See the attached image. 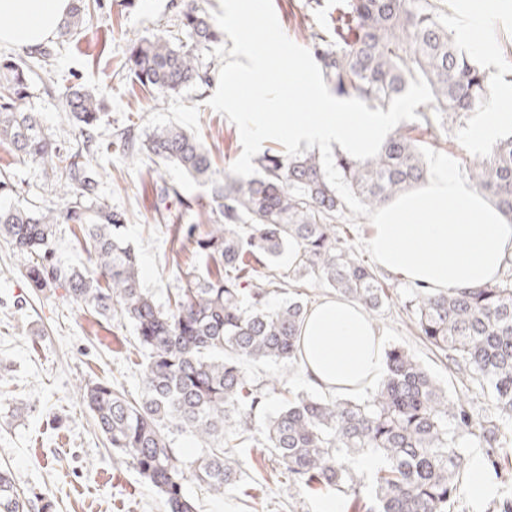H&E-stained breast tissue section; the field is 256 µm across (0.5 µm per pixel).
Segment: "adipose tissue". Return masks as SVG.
Segmentation results:
<instances>
[{
  "label": "adipose tissue",
  "instance_id": "ef3b65f1",
  "mask_svg": "<svg viewBox=\"0 0 512 512\" xmlns=\"http://www.w3.org/2000/svg\"><path fill=\"white\" fill-rule=\"evenodd\" d=\"M71 0H0V46L37 48L56 32ZM372 251L379 264L440 292L482 287L512 256V224L475 187L442 163L424 184L374 214ZM300 363L324 390L364 391L385 370L386 346L356 302L329 297L311 308L300 332Z\"/></svg>",
  "mask_w": 512,
  "mask_h": 512
}]
</instances>
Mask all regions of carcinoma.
Returning a JSON list of instances; mask_svg holds the SVG:
<instances>
[{"mask_svg": "<svg viewBox=\"0 0 512 512\" xmlns=\"http://www.w3.org/2000/svg\"><path fill=\"white\" fill-rule=\"evenodd\" d=\"M442 0H346L343 14L353 37L336 41L310 35L316 63L341 99L359 98L370 109L386 108L410 80L423 76L434 102L416 109L419 119L401 127L379 154L359 161L336 152L335 166L364 204L376 209L428 175L429 149L488 106L496 77L462 49L448 27ZM91 0H72L60 36L78 30ZM185 38L160 32L135 44L128 62L142 88L162 97L208 83L200 48L224 33L191 6L182 13ZM30 66L0 60V142L24 161L51 170L61 203L18 207L10 176L0 172V238L28 255L25 278L33 288H63L81 306L128 322L144 361L141 391L130 399L117 382L79 388L80 399L109 445L130 460L165 500L168 512H197L184 493L187 480L211 496L237 478L234 449L271 448L296 485L333 489L352 497L363 512H451L467 467L461 448L475 438L488 448L512 443V260L493 284L435 293L412 289L404 307L419 333L448 362L451 373L493 399L498 416L477 420L467 403L448 397L415 355L400 346L386 353V372L364 397L298 394L256 426V414L280 379L248 378L245 365L268 361L282 368L299 363L300 327L307 303L292 299L269 305L288 276L275 272L286 252L297 273L311 276L360 304L368 314L391 299L374 270L336 235L347 205L327 181L320 154L290 157L269 150L257 174H216L208 150L178 126L155 128L143 141L129 125L115 137L131 157L159 166L173 164L206 195L186 196L162 182L163 198L186 213L206 210L207 224H176L172 234L181 288L167 306L142 287L139 258L123 238L126 215L96 200L94 132L100 99L81 87L65 93L64 112L78 128L75 150L60 152L36 112L21 108L29 95ZM470 182L512 222V136L500 140L467 169ZM74 224L89 253L84 270L55 258L56 226ZM268 269L259 280L257 267ZM238 427L237 443L225 429ZM188 433L201 454L184 462L173 435ZM379 460L374 478L357 477L353 463ZM0 512H27L25 493L0 466Z\"/></svg>", "mask_w": 512, "mask_h": 512, "instance_id": "obj_1", "label": "carcinoma"}]
</instances>
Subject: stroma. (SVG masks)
Instances as JSON below:
<instances>
[{
	"mask_svg": "<svg viewBox=\"0 0 512 512\" xmlns=\"http://www.w3.org/2000/svg\"><path fill=\"white\" fill-rule=\"evenodd\" d=\"M284 33L309 47L310 32L332 33L336 0H272ZM206 13L220 11L219 0H97L80 32L52 38L47 66L29 73L24 109L40 113L62 148L74 145L77 128L62 110V96L73 86L101 91L104 114L97 129L96 163L99 199L127 217L124 237L139 255L140 277L159 305H166L180 283L171 252L172 227L202 224L205 215L181 214L162 201L158 180L186 193L200 188L176 166L156 173L142 161L127 158L114 137L135 125L139 136L159 126L176 124L197 136L210 150L216 171L230 168L242 152L237 127L207 101L215 88L191 85L177 96L159 101L142 93L127 70L130 44L162 30L175 29L187 5ZM487 44L462 37L463 45L486 67L503 70L512 55V27L485 20ZM482 113L452 127L448 141L430 156L466 178L468 162L485 157L491 144L472 141ZM0 169L8 170L20 204L56 202V184L41 165L18 161L0 145ZM336 233L376 274L392 296L371 320L387 346H402L416 355L449 397L468 399L474 415L493 413L488 397L464 388L446 360L416 335L404 310L410 281L401 273L378 267L370 249L369 219L340 217ZM27 255L0 242V464L8 465L29 500V512H165L162 497L120 452L108 448L94 420L75 395L78 383L117 380L129 396L139 393L138 365L143 354L126 322L84 312L61 288H32L25 277ZM243 473L239 486L223 497L201 496L194 482L185 493L197 499L200 512H318L321 503L336 501L339 512H355L343 494L301 488L280 477L268 448H251L236 456Z\"/></svg>",
	"mask_w": 512,
	"mask_h": 512,
	"instance_id": "obj_1",
	"label": "stroma"
}]
</instances>
